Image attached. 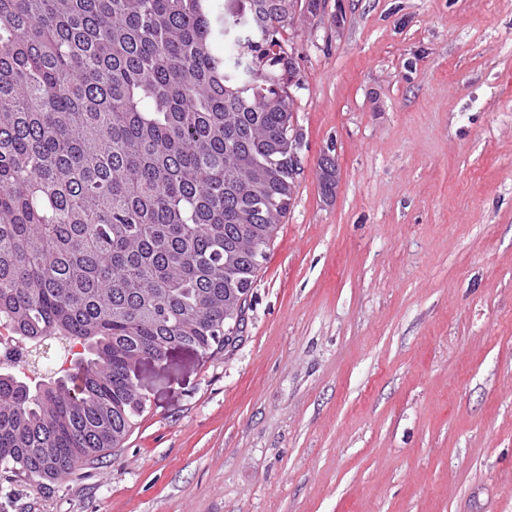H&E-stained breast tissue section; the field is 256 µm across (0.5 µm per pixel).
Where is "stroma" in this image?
<instances>
[{
	"instance_id": "1",
	"label": "stroma",
	"mask_w": 512,
	"mask_h": 512,
	"mask_svg": "<svg viewBox=\"0 0 512 512\" xmlns=\"http://www.w3.org/2000/svg\"><path fill=\"white\" fill-rule=\"evenodd\" d=\"M285 37L301 171L234 341L144 361L123 447L0 512H512V0Z\"/></svg>"
}]
</instances>
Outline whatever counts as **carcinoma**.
I'll use <instances>...</instances> for the list:
<instances>
[{"instance_id":"cac0c4a2","label":"carcinoma","mask_w":512,"mask_h":512,"mask_svg":"<svg viewBox=\"0 0 512 512\" xmlns=\"http://www.w3.org/2000/svg\"><path fill=\"white\" fill-rule=\"evenodd\" d=\"M251 2L217 31L210 0H0V321L29 356L84 347L43 389L0 369L8 501L119 447L140 355L230 341L224 279L258 272L242 225L280 224L300 175L288 0Z\"/></svg>"}]
</instances>
